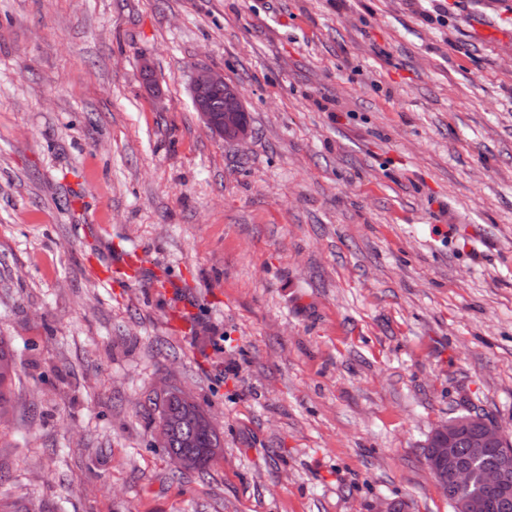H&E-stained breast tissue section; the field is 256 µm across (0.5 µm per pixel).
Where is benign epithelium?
<instances>
[{
    "instance_id": "benign-epithelium-1",
    "label": "benign epithelium",
    "mask_w": 512,
    "mask_h": 512,
    "mask_svg": "<svg viewBox=\"0 0 512 512\" xmlns=\"http://www.w3.org/2000/svg\"><path fill=\"white\" fill-rule=\"evenodd\" d=\"M217 88L223 89L230 100V105L224 108L223 119L219 121L207 102L210 91ZM191 95L195 109L211 131L229 141H244L250 136V125L244 120L247 109L241 94L236 87L224 81L223 75L207 68L196 69ZM461 426L462 422L455 418L440 421L434 426L426 443L425 464L434 475L439 490L446 492L450 486L456 490L455 512H485L486 504L482 500L462 496L474 480V470L458 457L457 441ZM470 446L476 456L489 449L500 452L498 469L485 472L482 481L505 497L512 495V443L506 439L500 426L487 420L471 425Z\"/></svg>"
}]
</instances>
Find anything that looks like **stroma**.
I'll return each instance as SVG.
<instances>
[{
  "label": "stroma",
  "mask_w": 512,
  "mask_h": 512,
  "mask_svg": "<svg viewBox=\"0 0 512 512\" xmlns=\"http://www.w3.org/2000/svg\"><path fill=\"white\" fill-rule=\"evenodd\" d=\"M0 337L30 512H453L435 424L512 440V0H0ZM221 88L224 94L213 92L210 96V107L214 112H223V119L217 121L208 106L207 96L211 90ZM192 100L195 109L204 124L216 134H221L229 141H244L250 136V125L243 116L247 109L240 92L232 84L224 81V76L207 68H197L191 85ZM224 95L230 100V105L224 107ZM193 438L196 444L193 448H219L220 441L218 435H209L208 433L197 432L191 421H184L179 424L178 429L174 432L170 448H178L182 450L183 442L186 439Z\"/></svg>",
  "instance_id": "stroma-1"
}]
</instances>
